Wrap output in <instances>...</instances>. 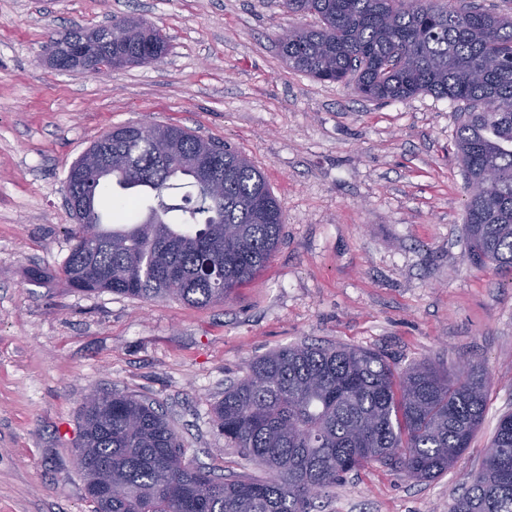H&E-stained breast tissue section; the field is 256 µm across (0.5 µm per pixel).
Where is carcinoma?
<instances>
[{
    "mask_svg": "<svg viewBox=\"0 0 512 512\" xmlns=\"http://www.w3.org/2000/svg\"><path fill=\"white\" fill-rule=\"evenodd\" d=\"M318 25L278 39L288 67L327 82L354 83L372 100L420 93L465 103L457 149L467 184L469 255L512 277V16L436 0H274ZM125 46L112 67L151 66L167 54L154 24L115 23ZM148 142L138 123L112 128V175L82 172L71 191L72 288L204 307L230 297L269 262L284 217L264 176L238 151L173 125ZM207 153L223 174L216 195L191 162ZM182 183L177 184L175 180ZM119 187L111 224L102 190ZM190 188L180 204L172 189ZM179 213V222L169 217ZM487 376L470 362L454 373L422 361L397 371L379 352L354 346L290 345L250 361L224 389L213 421L259 474L224 476L186 461L153 403L102 391L82 406L78 456L112 470L123 495L94 512H314L316 500L373 463L432 481L470 447L486 411ZM450 512H512V414L503 415L479 471Z\"/></svg>",
    "mask_w": 512,
    "mask_h": 512,
    "instance_id": "obj_1",
    "label": "carcinoma"
}]
</instances>
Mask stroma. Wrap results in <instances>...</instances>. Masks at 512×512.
<instances>
[{"instance_id":"obj_1","label":"stroma","mask_w":512,"mask_h":512,"mask_svg":"<svg viewBox=\"0 0 512 512\" xmlns=\"http://www.w3.org/2000/svg\"><path fill=\"white\" fill-rule=\"evenodd\" d=\"M125 17L160 29V63L103 77L43 64L59 33ZM295 22L272 0H0V512H92L76 445L93 389L153 401L187 459L250 471L213 408L250 360L301 342L374 350L400 370L474 361L488 377L484 423L448 473L416 483L375 463L318 512H449L479 470L512 412V280L469 258L462 106L368 101L289 68L277 36ZM146 116L231 145L283 210L274 256L223 302L85 293L59 275L71 165Z\"/></svg>"}]
</instances>
